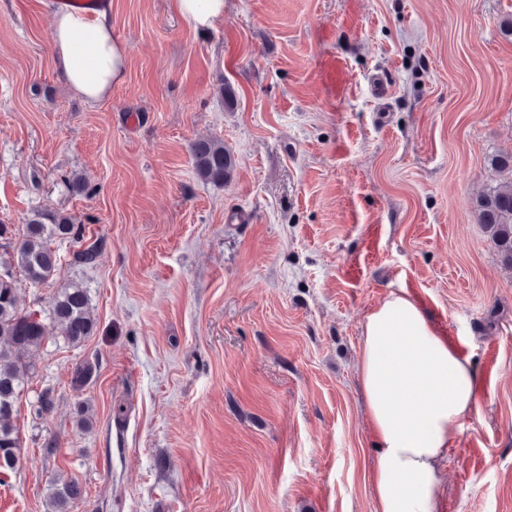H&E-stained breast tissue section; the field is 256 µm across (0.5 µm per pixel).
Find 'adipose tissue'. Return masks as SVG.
<instances>
[{"label":"adipose tissue","instance_id":"obj_1","mask_svg":"<svg viewBox=\"0 0 512 512\" xmlns=\"http://www.w3.org/2000/svg\"><path fill=\"white\" fill-rule=\"evenodd\" d=\"M53 46L58 72L87 102L124 83L126 48L112 35L110 8L55 12ZM357 373L373 437L374 512H437L451 438L477 402L475 364L403 292L366 315Z\"/></svg>","mask_w":512,"mask_h":512}]
</instances>
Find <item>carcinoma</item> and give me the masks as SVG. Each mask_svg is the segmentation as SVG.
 Instances as JSON below:
<instances>
[{"mask_svg": "<svg viewBox=\"0 0 512 512\" xmlns=\"http://www.w3.org/2000/svg\"><path fill=\"white\" fill-rule=\"evenodd\" d=\"M190 153L196 174L204 181L222 185L230 179L233 159L218 138L192 143ZM491 169L503 175L474 203L478 223L490 236L504 269L512 272V154L496 155ZM85 228L63 214L36 210L23 225L22 235L9 224H0V240L5 241L7 258L0 259V448H22L18 420L19 400L28 391L35 374L32 354L47 339V324H52L71 345H79L97 331L86 289L76 283L58 288L48 316L20 305L15 272L33 285L56 278L60 257L52 244L56 240L81 242ZM97 366L84 363L76 367L72 385L81 390L92 382ZM55 398L45 388L29 401V413L42 417L52 412ZM84 496L82 485L73 478L56 480L50 493V512H70V505Z\"/></svg>", "mask_w": 512, "mask_h": 512, "instance_id": "obj_1", "label": "carcinoma"}]
</instances>
